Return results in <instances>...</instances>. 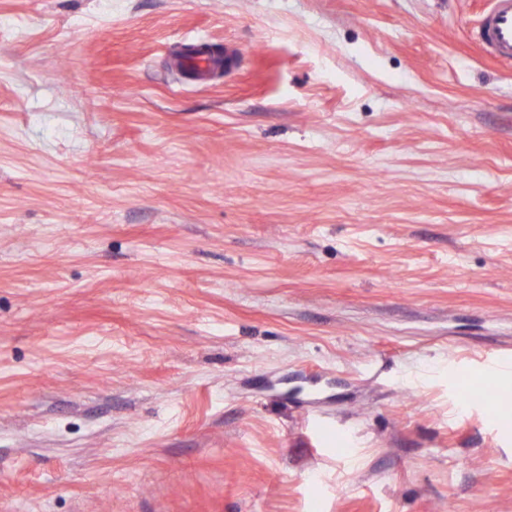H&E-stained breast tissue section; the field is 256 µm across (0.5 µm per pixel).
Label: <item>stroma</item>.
<instances>
[{
	"label": "stroma",
	"mask_w": 512,
	"mask_h": 512,
	"mask_svg": "<svg viewBox=\"0 0 512 512\" xmlns=\"http://www.w3.org/2000/svg\"><path fill=\"white\" fill-rule=\"evenodd\" d=\"M487 8L0 0V512H512Z\"/></svg>",
	"instance_id": "35a3bbf8"
}]
</instances>
